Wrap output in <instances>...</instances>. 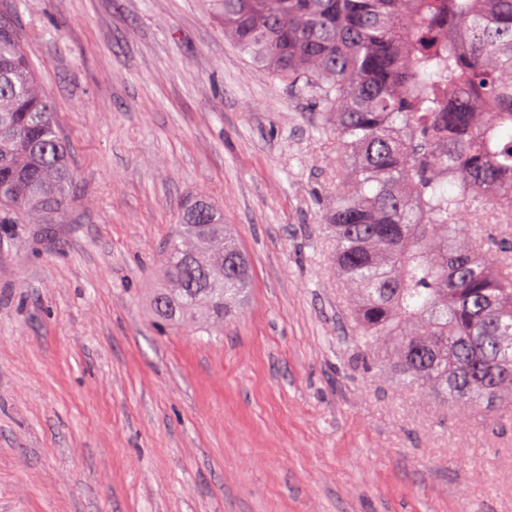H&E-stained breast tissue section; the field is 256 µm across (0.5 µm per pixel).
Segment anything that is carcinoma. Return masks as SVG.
I'll return each mask as SVG.
<instances>
[{
  "mask_svg": "<svg viewBox=\"0 0 512 512\" xmlns=\"http://www.w3.org/2000/svg\"><path fill=\"white\" fill-rule=\"evenodd\" d=\"M0 3V224H66L70 146ZM224 34L318 89L340 149L328 215L363 346L406 388L474 408L512 395V0H214ZM155 316L233 317L249 261L209 198L180 203Z\"/></svg>",
  "mask_w": 512,
  "mask_h": 512,
  "instance_id": "obj_1",
  "label": "carcinoma"
}]
</instances>
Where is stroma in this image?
<instances>
[{
	"label": "stroma",
	"mask_w": 512,
	"mask_h": 512,
	"mask_svg": "<svg viewBox=\"0 0 512 512\" xmlns=\"http://www.w3.org/2000/svg\"><path fill=\"white\" fill-rule=\"evenodd\" d=\"M71 144L68 224H0V512H512V418L367 370L314 91L210 0H25ZM246 252L243 311L152 315L184 197Z\"/></svg>",
	"instance_id": "obj_1"
}]
</instances>
